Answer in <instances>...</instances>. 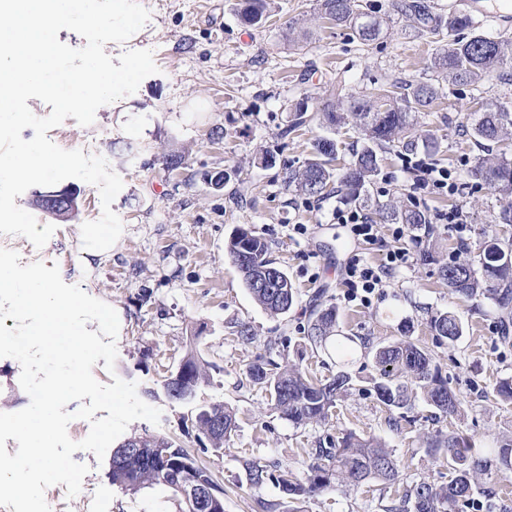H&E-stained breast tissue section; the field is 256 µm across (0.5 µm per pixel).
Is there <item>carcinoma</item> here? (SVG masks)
Segmentation results:
<instances>
[{
	"instance_id": "obj_1",
	"label": "carcinoma",
	"mask_w": 512,
	"mask_h": 512,
	"mask_svg": "<svg viewBox=\"0 0 512 512\" xmlns=\"http://www.w3.org/2000/svg\"><path fill=\"white\" fill-rule=\"evenodd\" d=\"M247 3L242 18L244 23H259L266 8L265 0H244ZM318 10L337 26L350 28L363 42H372L380 34V21L365 9L359 0H316ZM397 15L409 20L421 33L437 34L445 28L458 37L448 42L434 58L433 67L460 85L477 84L498 73L508 62L504 44L476 31L473 22L464 14L443 18L434 11L431 0H390ZM467 30L469 34L461 35ZM439 86L432 83L407 81L396 86V92L383 101L365 96L348 97L321 110L319 120L328 130L351 114L364 135V144L354 155L351 165L335 176L331 163L335 160L338 143L331 136L316 139L313 158L301 170L288 173V184L309 196L327 193L329 185L351 201L361 199L364 187L379 171V151L401 142L402 133L410 126V115L423 112L438 98ZM466 132L476 144L485 147L499 143L512 135V112L497 106L482 112L464 124ZM473 175L485 182L499 196V224H512V159H481ZM379 221L390 224H410L422 227L430 224V217L417 208L397 210L381 205L376 209ZM228 257L241 273L245 287L254 301L272 315L288 312L296 303L293 286L275 295L266 289L255 288L252 276L259 270H280L271 258L269 243L248 228L236 229L225 245ZM440 277L448 283L453 294L471 299L482 295L491 300L505 323L512 316V242L497 239L485 245L477 265L452 262L438 267ZM336 306L328 305L315 313L307 340L320 346L336 332ZM431 328L436 335L453 340L462 334V322L456 315L445 312L432 316ZM185 388L196 390L209 383L205 362L195 348L187 349ZM378 377L374 392L378 401L397 409L406 408L420 398L424 403L445 414L458 408L456 392L448 386V378L434 364L428 350L400 339L379 346L373 352ZM254 384L264 388L281 417L294 425H306L326 420L336 400L347 392L352 378L341 371L326 380H313L297 366L281 371L255 363L249 370ZM224 418V431H218L213 421L201 410L196 416L198 430L211 439L212 447L222 449L233 428V413L222 404H214ZM132 440L144 448L142 458L123 466H112V483L126 490H139L154 485L170 486L171 471L185 474L193 482L215 485L212 472L171 438L158 435L134 436ZM428 449L443 456L452 469L448 483L436 485L421 482L405 489L397 504L389 512H460L479 480L512 472V439L500 441L498 448L488 456L475 451L472 444L461 437L446 440L433 439ZM250 488L257 489L269 481L275 482L288 502H297L307 494L323 493L337 484L359 486L372 480L393 482L397 479V461L392 451L378 439L361 438L347 434L331 448H317L314 462L304 477L280 470L276 473L256 461L244 462Z\"/></svg>"
}]
</instances>
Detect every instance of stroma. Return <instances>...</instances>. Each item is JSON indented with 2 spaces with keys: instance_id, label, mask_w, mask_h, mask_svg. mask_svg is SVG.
Masks as SVG:
<instances>
[{
  "instance_id": "stroma-1",
  "label": "stroma",
  "mask_w": 512,
  "mask_h": 512,
  "mask_svg": "<svg viewBox=\"0 0 512 512\" xmlns=\"http://www.w3.org/2000/svg\"><path fill=\"white\" fill-rule=\"evenodd\" d=\"M150 13L146 25L128 41L110 42L106 54L126 49L152 51L158 73L137 91L100 107L92 125L75 118L50 129L48 138L65 150L105 158L124 182L112 209L123 232L111 256L82 275L75 268L84 222L99 219L96 186L70 178L64 189L77 191L78 214L61 221L32 203L26 190L15 203L39 225L55 232L43 248L21 235L0 234V248L16 251L20 265L35 261L58 267L62 280L111 304L120 317L114 370L96 364L103 384L120 378L137 385V394L161 412L159 423L132 422L127 435H164L176 440L206 465L224 490V512H261L260 501L276 503V483L249 488L244 460L303 474L315 448L353 433L375 438L392 450L398 463L394 483L372 481L359 487L338 485L297 502L298 512H387L409 486L447 483L445 460L428 449L430 439L467 437L480 452L512 436V402L499 400L495 388L512 379V342H504L493 303L483 296L452 295L438 273L442 262L474 263L485 245V231L499 210L497 195L472 177L486 156L461 127L463 118L503 103L512 107V65L501 75L461 86L438 77L439 98L417 113L411 128L413 159L458 169L464 189L453 198H421L412 189L399 148L382 153L380 173L367 186L362 208L419 207L429 215L461 209L471 231L459 236L445 224H430L418 237L403 240L412 258L390 275L369 304L345 300L342 269L351 252L380 262L379 246L357 244L330 214L342 204L339 193L322 197L296 191L285 181L288 170L302 168L317 123L291 130L295 110L314 113L340 94L362 96L399 81L436 77L432 60L447 34L422 35L410 22L390 14L389 0H363L381 21L382 32L370 44L349 29L322 19L315 0H270L266 19L247 26L238 16L240 0H139ZM344 86H337V78ZM181 156L168 167L167 155ZM223 174L224 185L212 184ZM292 224L308 225L304 237H290ZM252 229L272 247L297 296L288 313L273 316L251 297L224 251L236 228ZM434 246V263L420 253ZM335 305V336L320 348L306 340L308 308ZM449 312L464 331L456 340L436 336L432 316ZM248 327L254 339L238 337ZM209 365L210 383L190 403L169 402L161 384L176 369L189 339ZM407 339L427 349L456 392L460 408L445 415L416 402L391 410L377 400L373 380L375 347ZM297 365L324 380L347 372L352 388L319 423L295 426L282 418L267 392L252 383L255 360ZM21 366L0 358V412H17L30 399L19 378ZM221 403L234 412L236 429L227 449L217 454L190 422L201 405ZM74 461L86 464L85 493L68 496L65 485L46 489L50 512H177L162 485L129 492L113 485L111 456L96 458L79 450ZM463 512H512V474L484 480Z\"/></svg>"
}]
</instances>
